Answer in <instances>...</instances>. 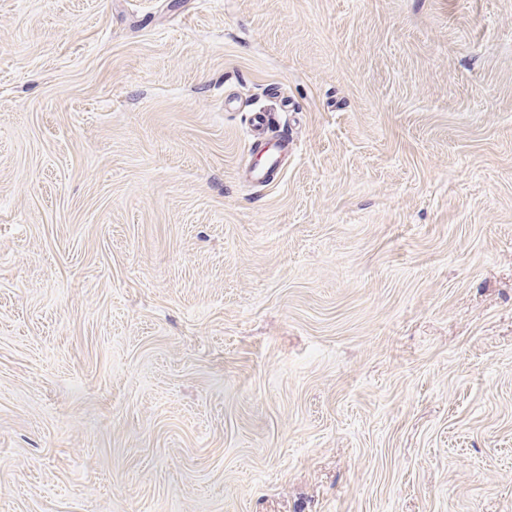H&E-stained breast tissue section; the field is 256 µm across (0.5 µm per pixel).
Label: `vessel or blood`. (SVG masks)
<instances>
[{
    "instance_id": "vessel-or-blood-1",
    "label": "vessel or blood",
    "mask_w": 512,
    "mask_h": 512,
    "mask_svg": "<svg viewBox=\"0 0 512 512\" xmlns=\"http://www.w3.org/2000/svg\"><path fill=\"white\" fill-rule=\"evenodd\" d=\"M278 118L257 111L250 117L249 133L259 145V157L246 166V183L253 188L269 185L283 170L288 158V138L278 133Z\"/></svg>"
}]
</instances>
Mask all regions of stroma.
I'll list each match as a JSON object with an SVG mask.
<instances>
[{"label":"stroma","mask_w":512,"mask_h":512,"mask_svg":"<svg viewBox=\"0 0 512 512\" xmlns=\"http://www.w3.org/2000/svg\"><path fill=\"white\" fill-rule=\"evenodd\" d=\"M0 512H512V0H0ZM276 135H270L271 129L278 127ZM250 136L259 144L260 159L246 166V183L253 188L265 187L284 169L288 159V137L280 130L279 119L270 112H252L249 125ZM253 145V147H254Z\"/></svg>","instance_id":"stroma-1"}]
</instances>
